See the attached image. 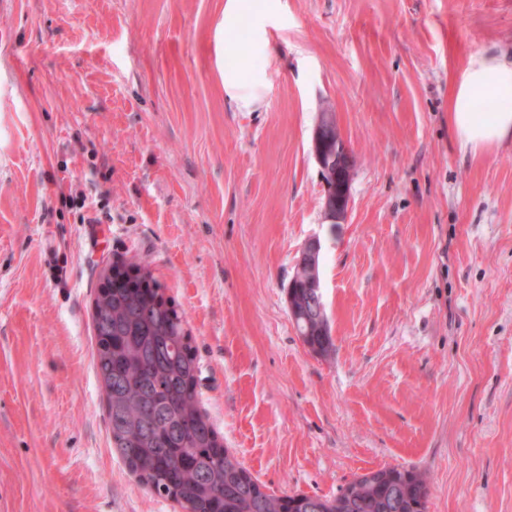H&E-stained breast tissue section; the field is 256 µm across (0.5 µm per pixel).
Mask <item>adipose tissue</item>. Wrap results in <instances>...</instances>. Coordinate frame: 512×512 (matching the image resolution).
I'll use <instances>...</instances> for the list:
<instances>
[{
  "instance_id": "ef3b65f1",
  "label": "adipose tissue",
  "mask_w": 512,
  "mask_h": 512,
  "mask_svg": "<svg viewBox=\"0 0 512 512\" xmlns=\"http://www.w3.org/2000/svg\"><path fill=\"white\" fill-rule=\"evenodd\" d=\"M479 96L496 98L497 110L474 111ZM448 122L461 147L474 153L512 137V55L486 51L468 61L452 87Z\"/></svg>"
}]
</instances>
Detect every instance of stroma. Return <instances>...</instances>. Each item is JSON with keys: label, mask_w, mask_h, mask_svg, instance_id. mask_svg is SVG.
<instances>
[{"label": "stroma", "mask_w": 512, "mask_h": 512, "mask_svg": "<svg viewBox=\"0 0 512 512\" xmlns=\"http://www.w3.org/2000/svg\"><path fill=\"white\" fill-rule=\"evenodd\" d=\"M227 3L0 0V512H175L112 449L92 308L117 259L183 314L201 406L270 490L402 465L428 512H512V141L448 124L469 58L512 52V0ZM312 239L326 356L286 296ZM313 154L324 183L325 218L329 224L344 223L351 205L353 160L338 132L332 112L320 114Z\"/></svg>", "instance_id": "1"}]
</instances>
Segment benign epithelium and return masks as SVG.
<instances>
[{
	"mask_svg": "<svg viewBox=\"0 0 512 512\" xmlns=\"http://www.w3.org/2000/svg\"><path fill=\"white\" fill-rule=\"evenodd\" d=\"M313 154L324 183L325 218L331 224H342L351 205L353 160L331 112L320 114ZM319 258V243L315 240L307 242L302 248L297 271L289 281L288 289L312 288L320 291Z\"/></svg>",
	"mask_w": 512,
	"mask_h": 512,
	"instance_id": "1",
	"label": "benign epithelium"
}]
</instances>
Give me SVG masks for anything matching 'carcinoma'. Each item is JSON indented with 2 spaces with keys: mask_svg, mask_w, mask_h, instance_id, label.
Returning <instances> with one entry per match:
<instances>
[{
  "mask_svg": "<svg viewBox=\"0 0 512 512\" xmlns=\"http://www.w3.org/2000/svg\"><path fill=\"white\" fill-rule=\"evenodd\" d=\"M124 285L96 297L93 324L96 367L105 393L112 445L152 493L195 512H413L412 502L429 495L424 473L384 466L356 476L351 495L332 499L258 491L247 469L228 449L202 411L197 391L200 367L191 338L174 304L159 285ZM296 328L303 342L325 356L334 343L318 320L317 293L294 291Z\"/></svg>",
  "mask_w": 512,
  "mask_h": 512,
  "instance_id": "cac0c4a2",
  "label": "carcinoma"
}]
</instances>
